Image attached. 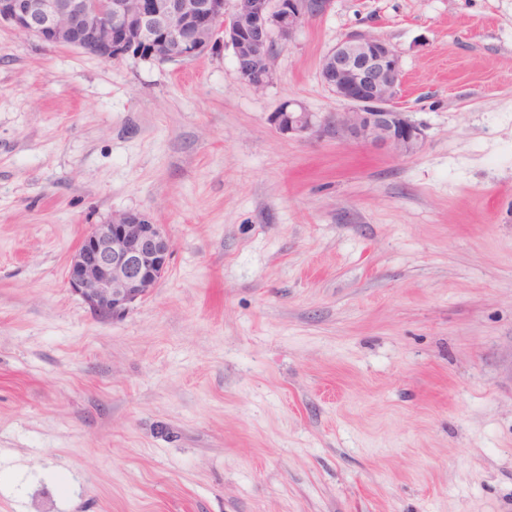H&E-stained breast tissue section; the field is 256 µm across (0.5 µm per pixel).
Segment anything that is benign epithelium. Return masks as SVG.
Listing matches in <instances>:
<instances>
[{"mask_svg":"<svg viewBox=\"0 0 512 512\" xmlns=\"http://www.w3.org/2000/svg\"><path fill=\"white\" fill-rule=\"evenodd\" d=\"M334 0H0V25L52 46L99 60H192L232 47L238 77L257 88L274 81L276 45L332 9ZM322 83L346 111H308L287 100L271 115L284 137L306 136L361 144L408 157L421 150L423 127L399 105L400 52L382 37L349 35L322 57ZM172 243L165 228L139 211L92 224L70 255L66 284L102 321L129 314L160 287Z\"/></svg>","mask_w":512,"mask_h":512,"instance_id":"benign-epithelium-1","label":"benign epithelium"}]
</instances>
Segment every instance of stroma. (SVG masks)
<instances>
[{
  "label": "stroma",
  "mask_w": 512,
  "mask_h": 512,
  "mask_svg": "<svg viewBox=\"0 0 512 512\" xmlns=\"http://www.w3.org/2000/svg\"><path fill=\"white\" fill-rule=\"evenodd\" d=\"M401 53L409 157L279 135L323 54ZM231 47L104 62L0 26V512H512V0H335ZM173 253L93 318L84 230ZM171 256L163 225L139 211L121 212L84 231L69 257L66 284L92 317L118 320L160 287Z\"/></svg>",
  "instance_id": "35a3bbf8"
}]
</instances>
